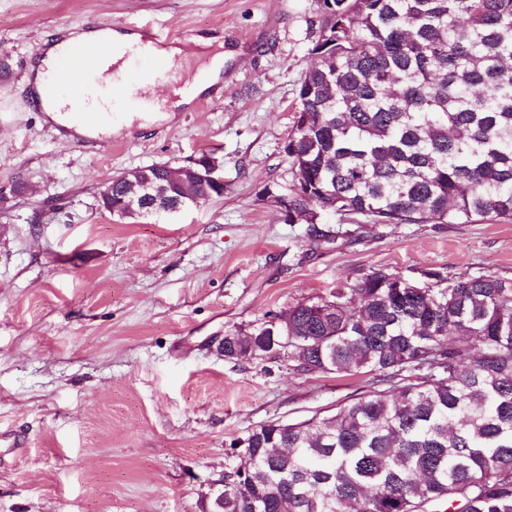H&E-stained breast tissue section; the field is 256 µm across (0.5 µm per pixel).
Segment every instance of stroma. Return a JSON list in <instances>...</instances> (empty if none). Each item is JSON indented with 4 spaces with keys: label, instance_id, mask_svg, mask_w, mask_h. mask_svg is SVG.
<instances>
[{
    "label": "stroma",
    "instance_id": "obj_1",
    "mask_svg": "<svg viewBox=\"0 0 512 512\" xmlns=\"http://www.w3.org/2000/svg\"><path fill=\"white\" fill-rule=\"evenodd\" d=\"M150 23L222 42L224 96L94 151L30 100L47 40ZM322 20L315 0H0V512H206L237 443L269 421L329 415L366 378L213 344L374 268L512 278L511 224H353L315 243L260 199L292 179L284 143ZM224 162V195L174 214L102 211L125 171Z\"/></svg>",
    "mask_w": 512,
    "mask_h": 512
}]
</instances>
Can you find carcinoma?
Here are the masks:
<instances>
[{
  "instance_id": "1",
  "label": "carcinoma",
  "mask_w": 512,
  "mask_h": 512,
  "mask_svg": "<svg viewBox=\"0 0 512 512\" xmlns=\"http://www.w3.org/2000/svg\"><path fill=\"white\" fill-rule=\"evenodd\" d=\"M322 30L288 135L289 224L512 223V0H316ZM187 208L224 191H183ZM419 291L373 269L270 314L232 361L288 337L302 373L366 374L328 416L241 441L224 512H512V278L429 268Z\"/></svg>"
}]
</instances>
